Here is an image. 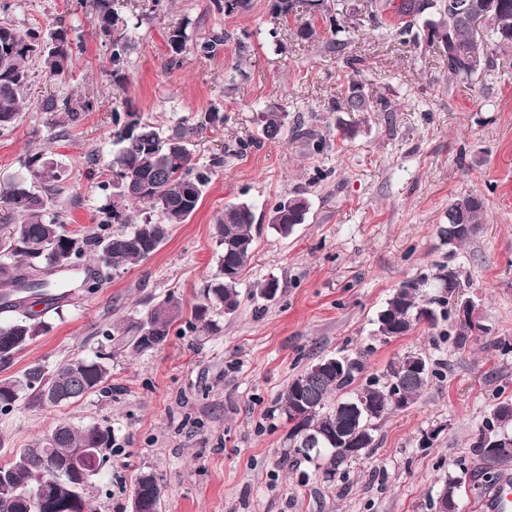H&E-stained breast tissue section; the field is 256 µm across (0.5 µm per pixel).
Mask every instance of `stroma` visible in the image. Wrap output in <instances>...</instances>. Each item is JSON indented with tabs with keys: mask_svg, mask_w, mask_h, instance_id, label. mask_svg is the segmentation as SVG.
Listing matches in <instances>:
<instances>
[{
	"mask_svg": "<svg viewBox=\"0 0 512 512\" xmlns=\"http://www.w3.org/2000/svg\"><path fill=\"white\" fill-rule=\"evenodd\" d=\"M12 4L15 28L64 23L83 52L60 77L32 59L22 115L0 133V182L20 173L26 157L46 154L65 174L51 210L67 214L68 232H94L105 195L90 158L111 162L116 109L139 112L167 133L218 113L190 150L200 166L223 153L224 166L194 215L171 225L156 253L106 273L89 291L80 286L83 273L71 275L66 306L47 312L49 331L16 356L8 375L92 355L103 324H126L168 294L202 303L225 205L248 202L257 221L236 312L211 311L202 332L177 323L148 352L113 346L111 393L40 407L18 401L0 415V465L65 422L112 429L114 453L89 489L93 512H131L143 474L159 486V512H431L448 476L476 480L484 464L473 438L498 396L512 395V353L491 347L512 341V64L493 50L477 72L449 74L445 53L422 39L424 19L414 23L418 42H405L393 27L351 24L360 0H334L340 32L324 21L309 41L291 27L270 35L266 0L228 18L211 11L210 0H176L157 16L150 0H118L119 24L135 46L116 70L92 10L77 0ZM186 22L223 25L250 51L241 60L231 46L211 60L188 51L181 66L168 68L165 33ZM337 40L359 58L365 92L389 99L393 112L332 110L346 85L331 48ZM50 95L91 108L72 122L42 112ZM266 108L313 126L327 149L318 154L287 136L254 145L256 114ZM344 127L354 136L342 137ZM472 192L485 199V222L468 242L448 245L438 234L448 205ZM297 194L309 202L306 219L280 236L262 215ZM444 265L458 272L460 297L478 306L482 329L462 350L449 340L452 322L438 303ZM270 278L279 282L275 298L255 295V284ZM406 282L435 300L437 321L382 341L377 315ZM357 352L365 363L361 385L384 378L388 364L409 353L425 356L440 376L381 421L375 447L334 476H326L322 457L284 468L288 382L319 359Z\"/></svg>",
	"mask_w": 512,
	"mask_h": 512,
	"instance_id": "obj_1",
	"label": "stroma"
}]
</instances>
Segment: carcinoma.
I'll use <instances>...</instances> for the list:
<instances>
[{
  "label": "carcinoma",
  "instance_id": "carcinoma-1",
  "mask_svg": "<svg viewBox=\"0 0 512 512\" xmlns=\"http://www.w3.org/2000/svg\"><path fill=\"white\" fill-rule=\"evenodd\" d=\"M367 16L373 26L386 21V10L395 7L393 16L404 21L398 36L411 33L414 21L425 12L434 11V18L426 21L429 30L441 28L449 33L452 42L444 46L448 57V72L470 74L465 57L473 48V39L466 21L438 7L441 0H368ZM115 0H92L100 32L111 37L117 12ZM250 0H234L226 8V0H212L213 11L230 17L237 11L246 10ZM11 0H0V133L11 129L19 118L25 96L30 87L31 75L28 62L33 55L43 58V65L52 76L70 72L78 58L79 49L73 47L67 30L58 27L46 34L31 29L17 31L8 19ZM331 9L318 15L312 10V0H271L269 22L273 28L294 23L298 36L303 40L317 37L316 20L327 18ZM491 39L499 44L500 51H512V0H499L490 15ZM169 48L168 66H178L181 55L187 50L206 59L224 52L230 43L236 44L239 58L249 52V46L235 33L215 24L204 33L188 26H177L165 34ZM131 47L130 38L123 36L112 40L110 59L118 66L126 60ZM345 44L336 42V54L348 69L347 89L342 102L335 108L347 112H392L394 106L385 97L372 98L363 90L357 67L359 59L344 55ZM47 112H63L69 121H75L79 113L90 109L87 102H74L68 97H48L42 101ZM287 115L275 109L261 112L257 118L260 138L258 142L275 141L284 135ZM216 115L208 112L204 120L194 127H182L164 136L159 127L145 120L138 112H112L115 125L113 144L117 151L112 159L111 178L99 182L103 191L114 190L119 195L115 181L128 184V196L124 201L144 204L148 208L144 220L129 232L114 233L112 224H128L130 216L118 208V204L106 199L98 210V231L76 236L66 231L67 215L56 211L48 213V194L58 190L60 172L47 160L35 154L24 163L26 173L14 178L5 191L0 193V203L5 208L17 210L20 217L15 222L0 225V369L7 368L15 355L39 334L48 329L45 313L25 306L17 297V289L31 288L43 301L52 306L60 304L68 292L55 293L63 283L54 279L58 270H77L84 265L88 254L95 255L96 269L91 271L82 285L89 289L99 285L102 270L118 271L151 256L167 238L168 226L185 223L198 209L205 188L211 182L215 169L224 166V156H215L209 165L198 167L192 163L188 138L203 132L215 123ZM291 135L312 145L321 153L327 147L326 139L317 130L300 124L291 129ZM40 181L44 193H34L28 181ZM470 205L460 208L448 206V224L439 229V236L451 245L469 241L472 233L468 226L485 223V202L477 195H469ZM277 201L270 213L279 219L270 221L271 227L282 236L290 235L295 226L303 223L308 202L301 196ZM252 206L233 203L225 206L224 216L218 220L217 232L221 254L215 272L204 290L206 303L192 308V316L186 320L188 327H209L208 312L220 308L232 313L240 305V276L253 250ZM433 304L431 300L418 298L417 285L406 283L387 300L377 315V332L386 339L400 338L420 324V307ZM183 300L171 294L151 307L147 314L120 328L108 326L99 330L102 340L92 356L76 357L58 364L52 372L36 364L22 375L0 380V414L10 413L19 400L31 406L76 402L109 389L112 352L106 345L117 343L136 353L152 350L163 344L172 326L183 319ZM422 355L407 354L389 365L385 383L369 380L353 395L336 399L328 407L333 395L352 386L364 369L363 356H343L344 367L339 371H323L311 365L289 382L281 395L287 417L295 412L304 414L299 432L288 435L289 447L294 454L312 459L324 454L328 458L326 476L336 473L342 465L354 459L350 449L356 442L364 441L360 450L375 442L377 423L395 411L404 408L425 391L430 380L438 375L429 362L424 368L413 371L407 365ZM373 409L369 416L362 415V405ZM512 423V399L497 402L485 420L483 432L473 441L475 453L486 460L481 445L483 433L491 429L504 435V447L499 449L500 461L512 459V436L504 429ZM332 434L337 442L317 445L323 436ZM83 448L96 454L101 463L112 457V429L98 424L75 429L68 423L58 424L51 434L35 441L31 446L16 452L8 465H0V512H89L87 490L97 471L81 477L74 449ZM134 494L143 502L142 512H159L160 491L151 475L140 476Z\"/></svg>",
  "mask_w": 512,
  "mask_h": 512
}]
</instances>
